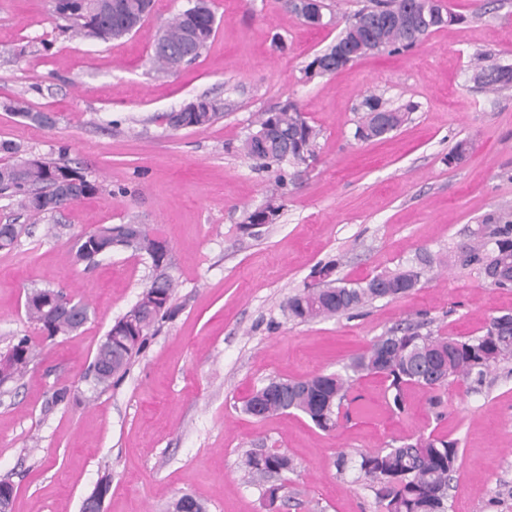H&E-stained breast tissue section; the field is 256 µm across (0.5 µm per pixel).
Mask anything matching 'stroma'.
Wrapping results in <instances>:
<instances>
[{"label": "stroma", "mask_w": 512, "mask_h": 512, "mask_svg": "<svg viewBox=\"0 0 512 512\" xmlns=\"http://www.w3.org/2000/svg\"><path fill=\"white\" fill-rule=\"evenodd\" d=\"M325 2L329 25L311 27L286 0H211L213 38L165 73L152 46L189 0H155L135 33L110 42L66 28L53 0H0V141L19 145L22 158L80 168L97 187L51 218L0 193V224L19 231L0 249V355L24 336L34 345L23 375L0 386V482L14 487L12 512H80L105 478L103 512H170L185 494L207 512H379L369 487L337 472V454L429 434L458 442L448 512H512V360L483 383L450 382L439 411L410 386L404 411L392 412L387 380L362 377L332 431L300 414L242 410L269 380L340 370L392 329L412 323L465 339L512 312V289L459 259L477 224L512 214V87L490 92L473 79L476 54L512 64V0H443L459 22L418 46L310 76L307 64L369 0ZM204 95L219 106L209 126L162 121ZM369 95L407 118L361 142L353 133ZM13 100L52 114L55 126L6 110ZM288 100L319 130L315 154L289 183L276 223L249 235L244 216L269 201L279 169L260 167L240 145L259 113ZM461 139L468 156L448 164ZM110 224H142L167 240L176 312L103 387L90 371L96 350L152 276L129 250L74 262L79 236ZM424 251L435 263L409 293L331 319L287 314L289 297L327 262L333 278L356 284L417 265ZM35 288L87 304L88 321L74 335H46L26 315ZM264 449L295 464L274 502L242 465Z\"/></svg>", "instance_id": "obj_1"}]
</instances>
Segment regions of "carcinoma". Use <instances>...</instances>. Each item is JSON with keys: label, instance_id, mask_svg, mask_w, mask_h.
Listing matches in <instances>:
<instances>
[{"label": "carcinoma", "instance_id": "1", "mask_svg": "<svg viewBox=\"0 0 512 512\" xmlns=\"http://www.w3.org/2000/svg\"><path fill=\"white\" fill-rule=\"evenodd\" d=\"M201 6L192 24L177 14L163 30L161 41L155 43L153 63L164 71H173L195 60L215 33V15L208 0ZM153 0H55L58 18L70 22L88 36L110 41L131 34L147 18ZM421 8L420 0H372L346 22L337 40L352 47L374 39L381 51L399 52L420 43L432 31L456 20L450 11L433 8L420 16L418 28L409 30L404 24L405 12ZM356 61L352 57L336 61V45L320 51L307 65L311 74L331 75ZM475 79L486 89L498 91L512 86V65H498L477 58ZM364 113L354 137L360 141L383 137L397 130L406 113L382 107L380 100L367 96L362 102ZM217 117V108L209 98H202L199 111L185 121L180 113L163 116L173 129L185 124L194 127L210 125ZM257 123L275 125L271 134L259 140H244L242 151L262 167L288 163L294 167L305 163L314 154L318 133L290 103L278 112H262ZM75 175L79 178L76 198L94 194L96 187L79 169L66 163L44 160L35 168L15 169V164L0 165V189L19 195L20 206L34 216L56 212V188L53 175ZM279 207L269 204V211L254 210L246 217V231L260 224L265 217L275 219ZM124 225L102 228L97 249L106 256L125 242ZM493 246L466 245L461 249L463 262L482 268L490 283L498 288H512V220L498 217L492 232ZM433 257L425 252L418 257V266L407 270L380 273L363 284L353 285L338 280L328 281L322 288L303 287L288 298V315L308 322L330 318L357 310L366 303L403 295L420 282L425 268L433 265ZM174 280L150 283L143 294L154 304V315L132 309L112 325V376L124 375L134 355L140 350L144 336L158 318L172 313ZM32 347L23 338L0 360V375L13 379L29 364ZM512 359V314L491 318L485 334L467 339L422 334L409 324L392 330L377 339L365 352L352 357L343 371L319 374L305 379H272L256 389L244 402L243 410L266 417L277 413L298 412L308 417L319 429L336 428L338 415L351 385L363 375H380L389 381L388 404L393 411L404 409L405 388L417 385L435 391L459 377L481 383L491 368ZM458 461L457 442L446 438L419 436L399 446L377 448L359 455L353 461L344 453L336 458L342 472L354 468L358 479L365 481L375 493L385 512H448V483ZM246 470L265 485L270 500L278 497L282 486L270 482L272 475L294 469L284 452L249 453L244 459Z\"/></svg>", "mask_w": 512, "mask_h": 512}]
</instances>
